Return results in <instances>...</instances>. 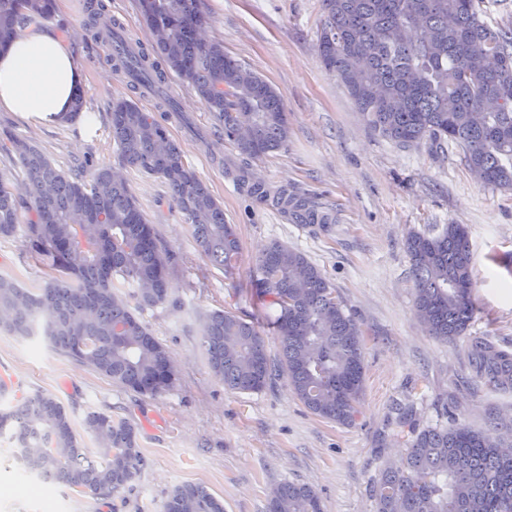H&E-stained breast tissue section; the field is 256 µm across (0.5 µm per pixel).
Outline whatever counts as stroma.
Returning <instances> with one entry per match:
<instances>
[{
  "instance_id": "stroma-1",
  "label": "stroma",
  "mask_w": 512,
  "mask_h": 512,
  "mask_svg": "<svg viewBox=\"0 0 512 512\" xmlns=\"http://www.w3.org/2000/svg\"><path fill=\"white\" fill-rule=\"evenodd\" d=\"M87 2L59 0L48 25L63 35L83 30L77 45L86 74L82 90L98 123L83 129L78 116L36 127L1 111L0 176L24 216L30 203L25 173L18 155L4 148L8 138L26 140L85 180L102 166L121 173L168 261L169 297L140 317L168 350L176 379L169 391L144 396L38 341L0 333V371L19 381L7 405L36 391L51 394L86 448L93 445L83 426L88 413L128 421L147 460L132 486L108 499L60 483L46 493L20 482L7 463L8 447L0 444V512H163L171 489L184 483L206 487L223 500L224 512H268L272 490L286 482L312 488L321 512H377L376 482L388 464L405 457L408 429L460 423L512 436V390L476 381L467 359L474 337L512 352V193L478 180L457 146L442 156L426 144L402 148L368 125L319 59L322 0H200L208 19L204 38L223 40L225 52L284 102L288 143L261 158L241 155L177 76L167 77L171 107L135 89L117 71L110 47L85 33ZM118 100L154 116L222 203L240 241L232 274L201 253L168 185L122 162L110 121ZM242 173L269 191L285 188L306 199L328 213L330 223H294L242 188ZM447 224L468 230L476 306L466 336L448 343L430 336L414 315L405 249L409 232L433 235ZM274 241L321 269L363 333L365 384L353 425L320 418L293 393L278 366L277 336L266 337L276 368L261 391L229 390L210 369L203 315L224 310L262 325L269 320L272 310L255 288L256 260ZM47 272L25 232L0 238V275L38 288Z\"/></svg>"
}]
</instances>
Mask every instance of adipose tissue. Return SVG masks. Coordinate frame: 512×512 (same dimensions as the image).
<instances>
[{"label":"adipose tissue","instance_id":"1","mask_svg":"<svg viewBox=\"0 0 512 512\" xmlns=\"http://www.w3.org/2000/svg\"><path fill=\"white\" fill-rule=\"evenodd\" d=\"M82 36L79 30L64 37L29 26L0 47V110L45 127L61 123L85 81L84 66L73 50Z\"/></svg>","mask_w":512,"mask_h":512}]
</instances>
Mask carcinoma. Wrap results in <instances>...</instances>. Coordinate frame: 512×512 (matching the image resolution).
Instances as JSON below:
<instances>
[{"mask_svg":"<svg viewBox=\"0 0 512 512\" xmlns=\"http://www.w3.org/2000/svg\"><path fill=\"white\" fill-rule=\"evenodd\" d=\"M325 18L317 51L324 68L347 88L368 123L401 147L451 142L484 183L512 190V29L482 19L476 0H322ZM153 37L155 58L134 52L116 23L90 10L96 39L112 42L113 59L138 86L161 88L165 75L184 80L224 127L239 153L261 158L288 141L285 107L262 77L245 84L244 67L224 43L197 39L206 24L198 0H138ZM54 0H0V46L18 30L51 17ZM243 122L252 136L236 139ZM112 139L123 161L163 179L214 264L232 273L240 249L234 225L207 184L182 159L166 129L136 103L112 104ZM11 146L30 189L26 224L33 250L53 272L36 289L0 276V316L8 331L38 338L43 328L54 350L112 382L157 396L174 383L165 347L137 313L169 296L167 264L153 228L127 182L98 169L88 182L57 168L19 139ZM277 203L302 223L307 202L283 193ZM21 223L0 178V237ZM415 280L414 312L429 335L454 341L475 315L469 235L447 224L435 235L406 240ZM256 290L269 298V325L279 339L288 384L315 415L342 425L357 418L365 365L362 333L334 289L302 252L274 242L258 257ZM203 346L224 387L256 392L272 363L264 331L228 311L207 314ZM474 377L512 389V353L492 341L469 345ZM95 448L81 447L62 404L35 392L16 409L0 410V435L15 434L24 455L72 489L108 498L128 489L146 461L126 421L90 412L84 419ZM378 512H512V453L501 438L463 424L415 434L409 452L387 466L376 489ZM270 512H321L317 494L294 483L277 486ZM164 512H224L204 487L183 484Z\"/></svg>","mask_w":512,"mask_h":512,"instance_id":"obj_1","label":"carcinoma"}]
</instances>
